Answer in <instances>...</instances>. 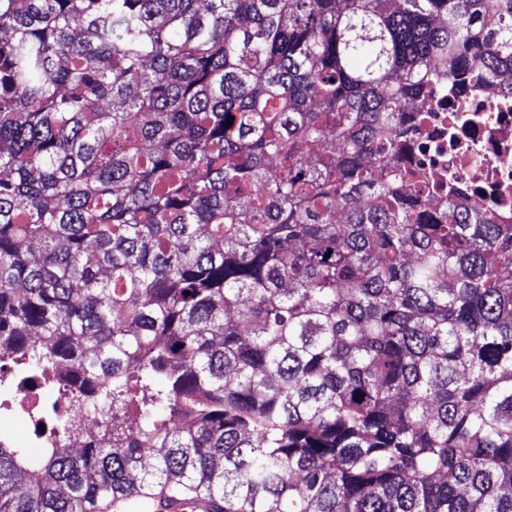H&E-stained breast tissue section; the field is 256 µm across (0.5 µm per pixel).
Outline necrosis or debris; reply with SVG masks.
I'll list each match as a JSON object with an SVG mask.
<instances>
[{
	"label": "necrosis or debris",
	"instance_id": "4bbe7bcc",
	"mask_svg": "<svg viewBox=\"0 0 512 512\" xmlns=\"http://www.w3.org/2000/svg\"><path fill=\"white\" fill-rule=\"evenodd\" d=\"M428 105L401 164L426 207L472 197L511 224L512 97L464 79L435 87Z\"/></svg>",
	"mask_w": 512,
	"mask_h": 512
}]
</instances>
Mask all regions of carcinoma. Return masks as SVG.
<instances>
[{
  "mask_svg": "<svg viewBox=\"0 0 512 512\" xmlns=\"http://www.w3.org/2000/svg\"><path fill=\"white\" fill-rule=\"evenodd\" d=\"M469 72L512 0H0V388L98 432L0 512H512V224L399 163ZM149 512H216L219 502L207 495H177L162 491L144 497Z\"/></svg>",
  "mask_w": 512,
  "mask_h": 512,
  "instance_id": "carcinoma-1",
  "label": "carcinoma"
}]
</instances>
